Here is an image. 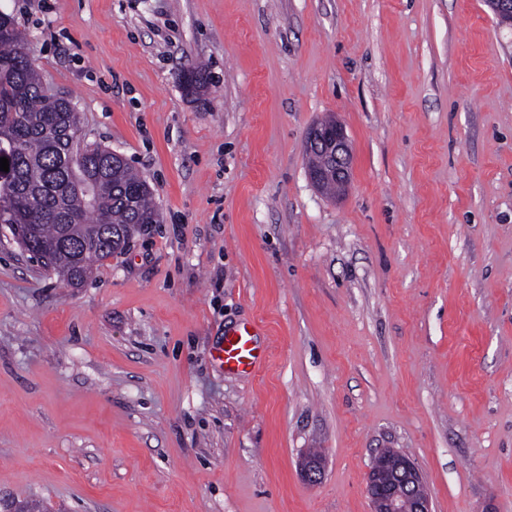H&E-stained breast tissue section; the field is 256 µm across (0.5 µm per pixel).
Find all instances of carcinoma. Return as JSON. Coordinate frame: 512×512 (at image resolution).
Here are the masks:
<instances>
[{
  "mask_svg": "<svg viewBox=\"0 0 512 512\" xmlns=\"http://www.w3.org/2000/svg\"><path fill=\"white\" fill-rule=\"evenodd\" d=\"M206 83L198 66L184 88ZM0 226L70 286L159 222L147 181L108 147L84 143L83 113L47 90L15 18L0 11Z\"/></svg>",
  "mask_w": 512,
  "mask_h": 512,
  "instance_id": "carcinoma-1",
  "label": "carcinoma"
}]
</instances>
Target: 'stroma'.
Masks as SVG:
<instances>
[{
    "mask_svg": "<svg viewBox=\"0 0 512 512\" xmlns=\"http://www.w3.org/2000/svg\"><path fill=\"white\" fill-rule=\"evenodd\" d=\"M1 10L160 221L78 288L0 228V499L372 512L392 448L433 512H512V28L485 0ZM326 119L353 149L336 198L307 171ZM245 323L249 375L213 356Z\"/></svg>",
    "mask_w": 512,
    "mask_h": 512,
    "instance_id": "obj_1",
    "label": "stroma"
}]
</instances>
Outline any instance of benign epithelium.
Returning a JSON list of instances; mask_svg holds the SVG:
<instances>
[{
  "mask_svg": "<svg viewBox=\"0 0 512 512\" xmlns=\"http://www.w3.org/2000/svg\"><path fill=\"white\" fill-rule=\"evenodd\" d=\"M308 145L327 155L326 167L313 174L316 183L333 176L344 185L350 179L353 153L342 126L320 124L310 128ZM421 475L414 462L401 452L394 453L381 463L373 464L367 479V489L373 512H431L427 495L421 492Z\"/></svg>",
  "mask_w": 512,
  "mask_h": 512,
  "instance_id": "benign-epithelium-1",
  "label": "benign epithelium"
}]
</instances>
